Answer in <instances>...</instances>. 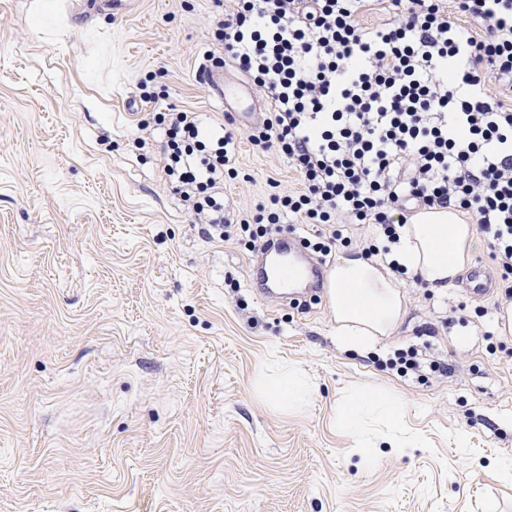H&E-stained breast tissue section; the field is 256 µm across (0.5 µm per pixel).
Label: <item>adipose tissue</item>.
<instances>
[{
	"label": "adipose tissue",
	"instance_id": "adipose-tissue-1",
	"mask_svg": "<svg viewBox=\"0 0 512 512\" xmlns=\"http://www.w3.org/2000/svg\"><path fill=\"white\" fill-rule=\"evenodd\" d=\"M479 241L473 225L454 210L424 208L412 213L398 229L387 261L338 257L328 274V309L336 324V342L345 349L366 350L391 336L406 314V299L395 268L419 277L429 288L452 286ZM263 387L282 405L302 409L309 400V384L300 371L282 367ZM398 421L402 407L368 388L352 391L336 414L337 424L357 434L370 415Z\"/></svg>",
	"mask_w": 512,
	"mask_h": 512
}]
</instances>
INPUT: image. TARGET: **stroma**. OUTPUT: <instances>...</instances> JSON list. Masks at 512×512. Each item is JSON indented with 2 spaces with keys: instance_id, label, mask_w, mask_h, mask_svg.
Returning a JSON list of instances; mask_svg holds the SVG:
<instances>
[{
  "instance_id": "35a3bbf8",
  "label": "stroma",
  "mask_w": 512,
  "mask_h": 512,
  "mask_svg": "<svg viewBox=\"0 0 512 512\" xmlns=\"http://www.w3.org/2000/svg\"><path fill=\"white\" fill-rule=\"evenodd\" d=\"M0 0V512H512V334L493 290L402 277L407 315L366 352L308 309L250 290L252 253L209 236L165 181L152 105L226 126L198 78L217 52L213 0ZM224 204L300 187L287 159L241 141ZM468 337L459 345V337ZM447 362L418 381L398 349ZM276 361L309 378L293 411L257 386ZM403 405L374 457L336 424L350 388ZM34 26L43 28L48 34L61 31L64 20L58 16L55 2L52 0L39 1L32 13Z\"/></svg>"
}]
</instances>
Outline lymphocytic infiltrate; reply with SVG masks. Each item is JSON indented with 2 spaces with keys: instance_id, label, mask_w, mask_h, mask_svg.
Masks as SVG:
<instances>
[{
  "instance_id": "f902f5d3",
  "label": "lymphocytic infiltrate",
  "mask_w": 512,
  "mask_h": 512,
  "mask_svg": "<svg viewBox=\"0 0 512 512\" xmlns=\"http://www.w3.org/2000/svg\"><path fill=\"white\" fill-rule=\"evenodd\" d=\"M214 38L268 104L248 140L288 159L301 187L268 213L224 221L238 135L206 136L198 113L156 112L162 170L194 216L266 249L274 224L316 225L310 251L380 255L411 208L472 216L512 277V0H214ZM384 18L364 26L368 7Z\"/></svg>"
}]
</instances>
